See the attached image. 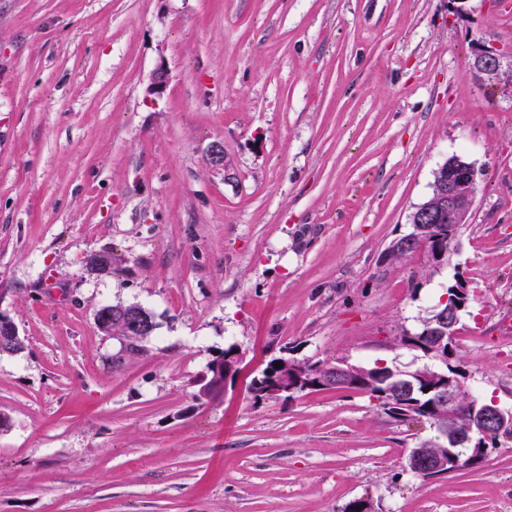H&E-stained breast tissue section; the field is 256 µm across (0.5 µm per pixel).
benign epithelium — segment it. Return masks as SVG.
I'll return each instance as SVG.
<instances>
[{
  "mask_svg": "<svg viewBox=\"0 0 512 512\" xmlns=\"http://www.w3.org/2000/svg\"><path fill=\"white\" fill-rule=\"evenodd\" d=\"M502 53L495 49L480 46L474 52L470 70L477 76L494 79L501 71ZM168 70L158 67L153 75L147 92L160 95L168 84ZM478 169L469 161L456 157L448 163V172L435 174L434 196L431 200L416 207L410 216L412 224H466L472 215ZM87 268L96 274H104L110 267V258L104 252L92 254L86 262ZM109 319L117 320L124 334L146 332L151 329L147 309L140 305L120 306L109 310ZM242 357L238 354L221 359L213 364L209 373L197 383L196 398L199 401L210 400L217 395L226 394L229 386L236 383ZM434 381L430 391L435 393L432 407L441 418L448 419V450L433 452L428 448H416L407 458V467L412 471L428 473L442 472L452 474L457 465V448L464 446L474 456L487 454L485 444H472V433L487 434L490 431L512 423V412L497 403H488L476 395L469 398L468 404L459 402L456 390L457 378L436 373L426 375ZM350 382L348 370L332 369L320 376L317 381L304 383L303 373L293 372L288 378H272L265 384V396L283 397L306 389L321 388L329 385L345 386Z\"/></svg>",
  "mask_w": 512,
  "mask_h": 512,
  "instance_id": "obj_1",
  "label": "benign epithelium"
}]
</instances>
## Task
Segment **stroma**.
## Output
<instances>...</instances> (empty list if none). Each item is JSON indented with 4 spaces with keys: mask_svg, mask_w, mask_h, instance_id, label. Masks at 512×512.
<instances>
[{
    "mask_svg": "<svg viewBox=\"0 0 512 512\" xmlns=\"http://www.w3.org/2000/svg\"><path fill=\"white\" fill-rule=\"evenodd\" d=\"M480 44L499 78L470 73ZM454 155L480 175L450 262L391 259ZM507 169L512 0H0V316L25 344L0 354V512H512V440L425 479L406 451L434 429L370 394L249 390L278 357L426 364L401 338L459 274L450 362L512 410ZM116 303L153 313L145 353L98 328ZM230 348L235 386L198 403Z\"/></svg>",
    "mask_w": 512,
    "mask_h": 512,
    "instance_id": "obj_1",
    "label": "stroma"
}]
</instances>
